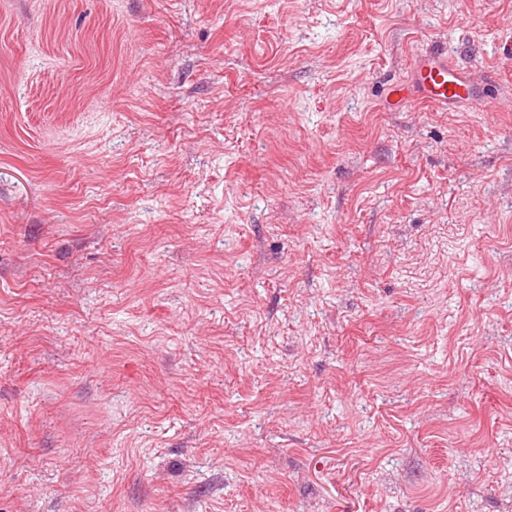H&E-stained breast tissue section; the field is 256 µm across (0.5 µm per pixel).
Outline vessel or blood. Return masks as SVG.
Segmentation results:
<instances>
[{
	"mask_svg": "<svg viewBox=\"0 0 512 512\" xmlns=\"http://www.w3.org/2000/svg\"><path fill=\"white\" fill-rule=\"evenodd\" d=\"M412 92L420 101L442 106L465 102L481 108L487 104L464 69L439 53L421 59Z\"/></svg>",
	"mask_w": 512,
	"mask_h": 512,
	"instance_id": "b4317fda",
	"label": "vessel or blood"
}]
</instances>
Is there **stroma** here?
I'll return each instance as SVG.
<instances>
[{
  "label": "stroma",
  "mask_w": 512,
  "mask_h": 512,
  "mask_svg": "<svg viewBox=\"0 0 512 512\" xmlns=\"http://www.w3.org/2000/svg\"><path fill=\"white\" fill-rule=\"evenodd\" d=\"M0 512H512V0H0ZM414 92L420 101L442 106L465 102L483 108L487 104L485 96L464 69L439 53L421 59Z\"/></svg>",
  "instance_id": "35a3bbf8"
}]
</instances>
